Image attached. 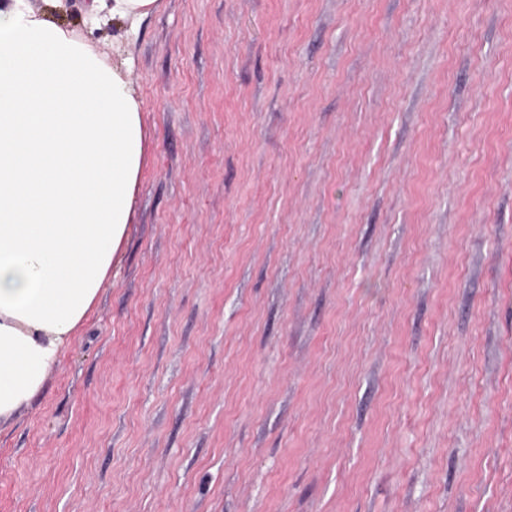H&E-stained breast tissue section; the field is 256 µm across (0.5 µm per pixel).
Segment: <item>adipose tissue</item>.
<instances>
[{
  "label": "adipose tissue",
  "mask_w": 512,
  "mask_h": 512,
  "mask_svg": "<svg viewBox=\"0 0 512 512\" xmlns=\"http://www.w3.org/2000/svg\"><path fill=\"white\" fill-rule=\"evenodd\" d=\"M0 0V424L42 390L98 299L150 149L118 65L59 23L60 0ZM158 0H92L130 28Z\"/></svg>",
  "instance_id": "ef3b65f1"
}]
</instances>
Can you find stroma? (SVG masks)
Returning a JSON list of instances; mask_svg holds the SVG:
<instances>
[{
  "label": "stroma",
  "mask_w": 512,
  "mask_h": 512,
  "mask_svg": "<svg viewBox=\"0 0 512 512\" xmlns=\"http://www.w3.org/2000/svg\"><path fill=\"white\" fill-rule=\"evenodd\" d=\"M91 0H63L83 28ZM112 280L0 512H512V0H160Z\"/></svg>",
  "instance_id": "1"
}]
</instances>
